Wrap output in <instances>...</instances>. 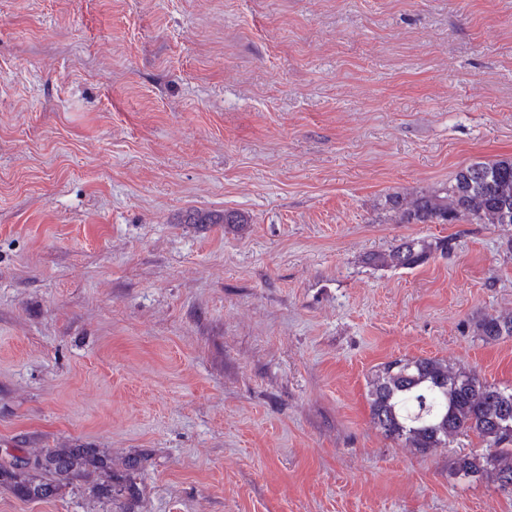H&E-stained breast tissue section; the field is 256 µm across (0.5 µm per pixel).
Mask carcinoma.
Listing matches in <instances>:
<instances>
[{
    "instance_id": "1",
    "label": "carcinoma",
    "mask_w": 512,
    "mask_h": 512,
    "mask_svg": "<svg viewBox=\"0 0 512 512\" xmlns=\"http://www.w3.org/2000/svg\"><path fill=\"white\" fill-rule=\"evenodd\" d=\"M386 204L402 224H512V159L472 163L434 193L394 194ZM451 240L412 238L371 257L376 267L413 269ZM487 340L512 336V313L487 315L478 323ZM371 415L377 427L405 448L421 453L449 448L461 435L475 434L482 452L460 453L454 474L491 481L512 480V386L487 383L470 369L435 357L396 358L379 366L368 381ZM110 467L97 448H49L33 458L0 463V483L25 499H44L88 473Z\"/></svg>"
}]
</instances>
